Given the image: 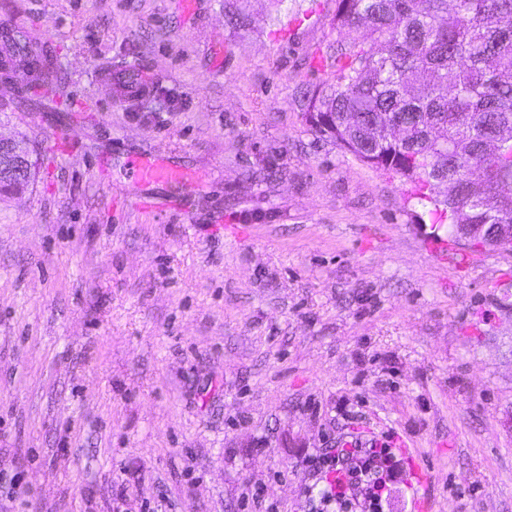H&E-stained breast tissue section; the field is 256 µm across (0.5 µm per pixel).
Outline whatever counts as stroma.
I'll use <instances>...</instances> for the list:
<instances>
[{
	"label": "stroma",
	"mask_w": 512,
	"mask_h": 512,
	"mask_svg": "<svg viewBox=\"0 0 512 512\" xmlns=\"http://www.w3.org/2000/svg\"><path fill=\"white\" fill-rule=\"evenodd\" d=\"M335 13L0 0L56 70L30 98L26 69L0 78V134L37 155L0 199V512H310L303 462L349 430L432 470L390 512H512V250L451 240L310 129L296 90L333 79ZM130 63L160 97L120 99ZM139 156L199 182L131 185ZM248 2L249 0H224V17L227 26L234 30H242L250 25Z\"/></svg>",
	"instance_id": "1"
}]
</instances>
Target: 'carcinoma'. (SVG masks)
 <instances>
[{"instance_id": "cac0c4a2", "label": "carcinoma", "mask_w": 512, "mask_h": 512, "mask_svg": "<svg viewBox=\"0 0 512 512\" xmlns=\"http://www.w3.org/2000/svg\"><path fill=\"white\" fill-rule=\"evenodd\" d=\"M249 0H224L226 25H250ZM344 39L334 81L300 88L311 129L411 186L408 199L453 224H512V0H336ZM25 94L49 64L13 38ZM448 193L439 196V184Z\"/></svg>"}]
</instances>
